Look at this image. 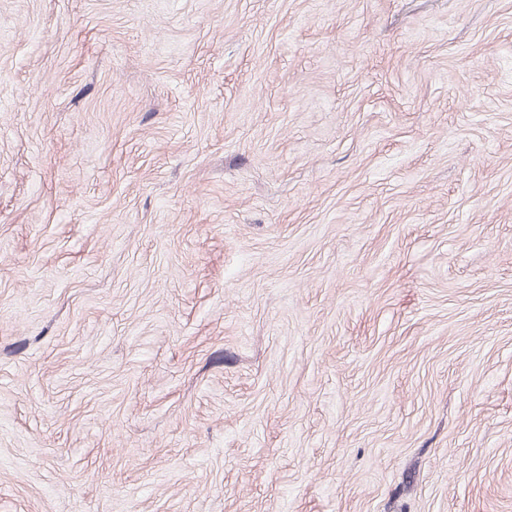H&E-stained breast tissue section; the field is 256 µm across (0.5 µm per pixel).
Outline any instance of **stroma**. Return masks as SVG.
<instances>
[{
  "instance_id": "obj_1",
  "label": "stroma",
  "mask_w": 512,
  "mask_h": 512,
  "mask_svg": "<svg viewBox=\"0 0 512 512\" xmlns=\"http://www.w3.org/2000/svg\"><path fill=\"white\" fill-rule=\"evenodd\" d=\"M0 512H512V0H0Z\"/></svg>"
}]
</instances>
